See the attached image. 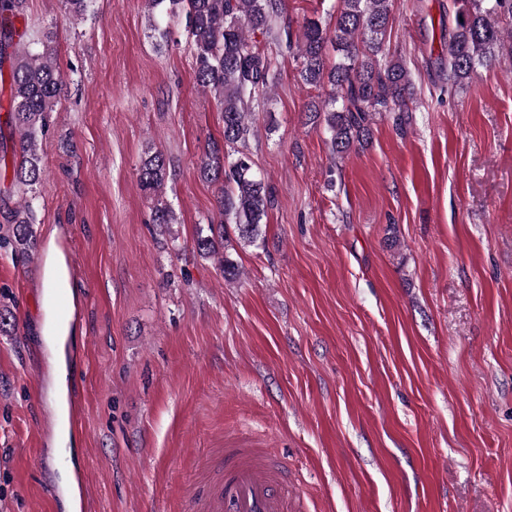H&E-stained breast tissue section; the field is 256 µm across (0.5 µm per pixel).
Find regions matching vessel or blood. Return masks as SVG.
Listing matches in <instances>:
<instances>
[{
	"instance_id": "b4317fda",
	"label": "vessel or blood",
	"mask_w": 512,
	"mask_h": 512,
	"mask_svg": "<svg viewBox=\"0 0 512 512\" xmlns=\"http://www.w3.org/2000/svg\"><path fill=\"white\" fill-rule=\"evenodd\" d=\"M221 470V477L207 487L191 486L192 512H306L304 494L267 449H225Z\"/></svg>"
}]
</instances>
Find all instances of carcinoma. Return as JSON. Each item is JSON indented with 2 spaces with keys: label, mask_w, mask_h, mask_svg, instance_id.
Here are the masks:
<instances>
[{
  "label": "carcinoma",
  "mask_w": 512,
  "mask_h": 512,
  "mask_svg": "<svg viewBox=\"0 0 512 512\" xmlns=\"http://www.w3.org/2000/svg\"><path fill=\"white\" fill-rule=\"evenodd\" d=\"M93 0H61L65 13L81 19ZM284 0H149L148 13L166 5L170 16L185 14L187 36L194 48L195 79L221 107L224 143L212 141L204 149L200 175L219 184L217 207L220 223L199 230L197 252L219 257L224 276L236 275V264L220 253L233 229L236 240L255 245L272 204V192L255 173L247 153L238 149L254 131V111L273 79V58L260 49L252 35L280 38L275 30ZM25 0H0V65L9 62V74L0 68V82H9L14 158L13 189L21 194L18 206L6 213L12 235L3 239L21 253L36 249L32 202L45 170L38 141L49 128L66 80L57 66L53 33L32 39L19 33L15 20L23 15ZM453 25L448 40L435 59L439 79L452 93L471 79L479 66L512 59V0H453ZM392 0H340L333 27L316 21L302 25L297 35L286 33V48L300 61V76L324 93V112L333 158L370 139L376 112H406L415 88L402 57L390 52L387 31ZM336 46L339 62L327 66L325 47ZM164 155L155 152L139 167L141 188L161 191L167 177ZM173 209L162 201L154 206L152 223L172 224Z\"/></svg>",
  "instance_id": "1"
}]
</instances>
